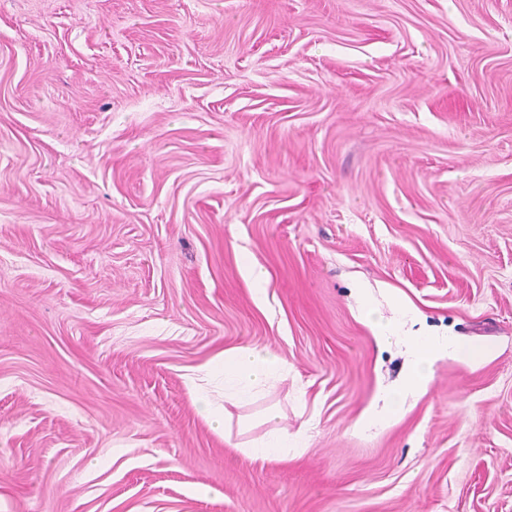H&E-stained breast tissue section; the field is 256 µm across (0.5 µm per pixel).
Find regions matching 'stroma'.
Wrapping results in <instances>:
<instances>
[{
  "label": "stroma",
  "mask_w": 512,
  "mask_h": 512,
  "mask_svg": "<svg viewBox=\"0 0 512 512\" xmlns=\"http://www.w3.org/2000/svg\"><path fill=\"white\" fill-rule=\"evenodd\" d=\"M0 512H512V0H0ZM213 375L222 377L224 406L202 397L198 409L206 422L226 435L233 422V414L227 405L240 408L253 402L268 387L288 375V361L267 350L231 348L194 368L188 383L194 389L196 380ZM281 411L277 407H268L261 417V424L269 428L264 435L257 440H249L234 445L239 453L251 458L261 460H288V455L300 456L303 449L307 447L304 440V431L307 423H303L296 436L288 440V432L279 426Z\"/></svg>",
  "instance_id": "stroma-1"
}]
</instances>
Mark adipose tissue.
Masks as SVG:
<instances>
[{
    "instance_id": "obj_1",
    "label": "adipose tissue",
    "mask_w": 512,
    "mask_h": 512,
    "mask_svg": "<svg viewBox=\"0 0 512 512\" xmlns=\"http://www.w3.org/2000/svg\"><path fill=\"white\" fill-rule=\"evenodd\" d=\"M287 374L288 362L284 357L253 347H236L224 350L217 357L197 366L191 377L198 380L221 376L224 383L223 403L204 397L199 400L198 409L206 422L225 433L234 426L242 431L248 427L247 421L233 417L232 408L253 402ZM280 418V409L268 407L261 417L262 424L267 427L264 435L257 440L236 444V451L261 460L281 461L291 455H300L306 446L303 434L288 436L279 426Z\"/></svg>"
}]
</instances>
